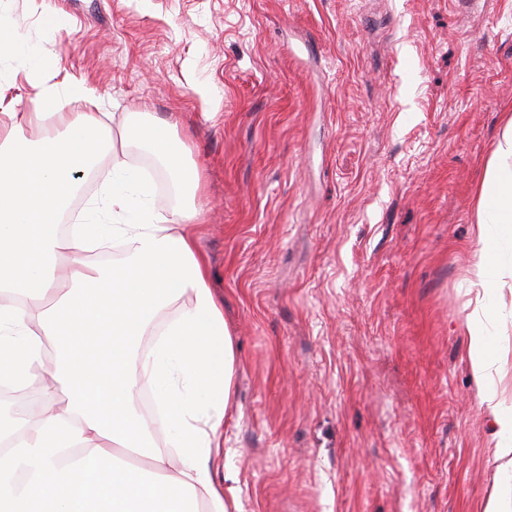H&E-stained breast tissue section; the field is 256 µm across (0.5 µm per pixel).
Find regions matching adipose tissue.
<instances>
[{"label":"adipose tissue","mask_w":512,"mask_h":512,"mask_svg":"<svg viewBox=\"0 0 512 512\" xmlns=\"http://www.w3.org/2000/svg\"><path fill=\"white\" fill-rule=\"evenodd\" d=\"M83 100L84 112H59L61 133L34 140L18 115L0 113V386L39 385V431L21 434L25 414L0 413V512H234L213 471L224 455V414L233 397L236 352L224 307L208 285L210 269L195 235L202 211L156 212L139 171L114 155L136 146L153 155L178 187L200 189L184 163L173 124L130 112L112 130L94 93L76 83L42 89ZM112 152V171L79 223L61 217L78 192L77 173ZM464 318L467 357L479 404L491 416L498 463L484 512H512V404L498 393L499 336L512 322V117L488 162L476 197ZM123 246V261L96 266L89 250ZM110 283L93 316L75 315L87 286ZM173 317L156 325L161 309ZM153 335L148 347L142 336ZM67 336L83 353L48 344ZM150 385L173 453L154 448L135 410ZM67 402H59V393ZM91 400L116 408L104 418Z\"/></svg>","instance_id":"ef3b65f1"}]
</instances>
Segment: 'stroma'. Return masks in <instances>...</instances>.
Instances as JSON below:
<instances>
[{"mask_svg":"<svg viewBox=\"0 0 512 512\" xmlns=\"http://www.w3.org/2000/svg\"><path fill=\"white\" fill-rule=\"evenodd\" d=\"M0 112L84 82L175 123L235 394L239 512H484L461 324L475 189L512 113V0H0ZM5 53L23 54L30 69L32 70H50L52 62L43 54L31 50L22 51L16 41L8 40L3 36L2 27L0 29V56Z\"/></svg>","mask_w":512,"mask_h":512,"instance_id":"35a3bbf8","label":"stroma"}]
</instances>
